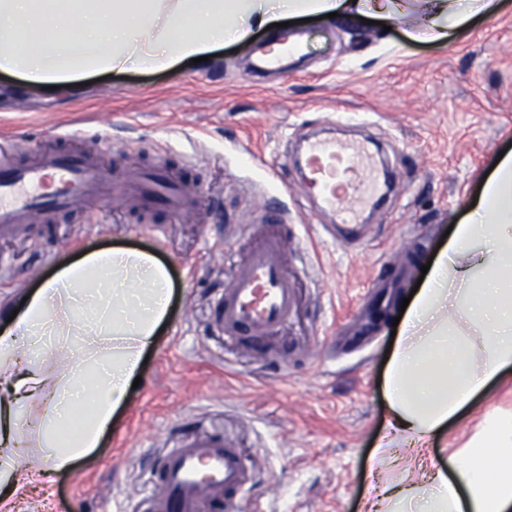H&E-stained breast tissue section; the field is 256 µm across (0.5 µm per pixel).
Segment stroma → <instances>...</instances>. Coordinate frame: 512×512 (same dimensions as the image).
<instances>
[{"mask_svg":"<svg viewBox=\"0 0 512 512\" xmlns=\"http://www.w3.org/2000/svg\"><path fill=\"white\" fill-rule=\"evenodd\" d=\"M503 2L444 45L407 38L422 9L412 0L386 27L356 17L286 27L297 50L275 71L253 67L280 37L259 31L208 65L115 71L78 96L26 89L0 106L15 161L85 153L100 181L90 203L0 236V311L88 248L150 252L172 287L141 382L100 446L50 482L33 476L13 512H151L161 455L211 431L238 442L248 471L237 512H368V483L424 482L451 467L487 413L512 414L505 373L426 448L398 449L370 471L388 420L393 327L372 326L369 311L384 291L398 314L512 150V0ZM332 125L380 146L393 174L384 203L347 237L327 233L337 216L303 195L298 175L301 141ZM155 162L195 186L194 210L142 219L120 205L121 172ZM259 210L288 217L298 305L257 348L220 336L213 307L231 264L273 230L254 223ZM304 258L313 273L302 272Z\"/></svg>","mask_w":512,"mask_h":512,"instance_id":"35a3bbf8","label":"stroma"}]
</instances>
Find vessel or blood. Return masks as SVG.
<instances>
[{
    "mask_svg": "<svg viewBox=\"0 0 512 512\" xmlns=\"http://www.w3.org/2000/svg\"><path fill=\"white\" fill-rule=\"evenodd\" d=\"M305 185L352 227L358 209L380 186L365 148L332 138L309 141L303 148ZM124 182L132 192L124 205L161 204L183 212L194 207L195 189L162 169H129ZM94 160L81 154H41L31 166H0V234L29 224L34 214L75 208L97 195ZM284 241L271 234L235 264L213 320L219 333L263 341L294 312L295 282L286 266ZM248 481L236 445L227 436L200 435L176 444L162 458L152 495L153 512H199L213 501L217 512H230Z\"/></svg>",
    "mask_w": 512,
    "mask_h": 512,
    "instance_id": "1",
    "label": "vessel or blood"
}]
</instances>
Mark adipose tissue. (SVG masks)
<instances>
[{
  "instance_id": "adipose-tissue-1",
  "label": "adipose tissue",
  "mask_w": 512,
  "mask_h": 512,
  "mask_svg": "<svg viewBox=\"0 0 512 512\" xmlns=\"http://www.w3.org/2000/svg\"><path fill=\"white\" fill-rule=\"evenodd\" d=\"M501 0H424L409 37L494 15ZM404 0H0V74L73 94L91 73L164 70L243 42L289 17L391 19ZM167 268L150 253L89 249L61 265L0 327V512L31 473L13 451L35 420L41 470L53 475L101 442L157 343ZM512 370V151L497 161L401 324L386 389L395 434L422 446ZM465 460L426 484H401L381 512H512V417L490 414Z\"/></svg>"
}]
</instances>
